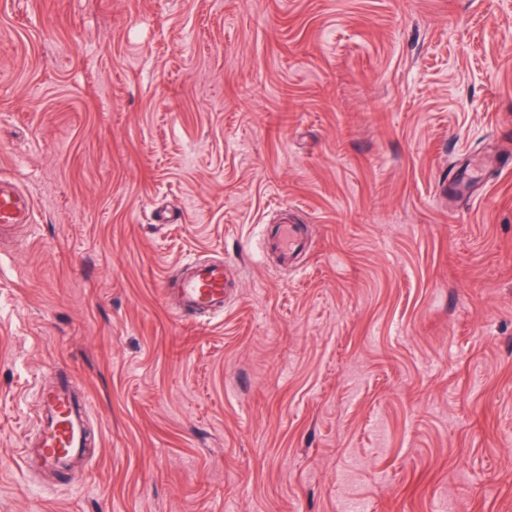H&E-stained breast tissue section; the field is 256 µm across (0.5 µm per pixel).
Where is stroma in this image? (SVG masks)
Instances as JSON below:
<instances>
[{"label": "stroma", "instance_id": "stroma-1", "mask_svg": "<svg viewBox=\"0 0 512 512\" xmlns=\"http://www.w3.org/2000/svg\"><path fill=\"white\" fill-rule=\"evenodd\" d=\"M508 134L512 0H0L34 202L0 236V512H512ZM193 258L222 313L165 304ZM58 368L68 478L22 460ZM276 246L288 255L297 250L302 243V229L299 224H278L273 232Z\"/></svg>", "mask_w": 512, "mask_h": 512}]
</instances>
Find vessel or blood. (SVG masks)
Wrapping results in <instances>:
<instances>
[{
	"instance_id": "vessel-or-blood-1",
	"label": "vessel or blood",
	"mask_w": 512,
	"mask_h": 512,
	"mask_svg": "<svg viewBox=\"0 0 512 512\" xmlns=\"http://www.w3.org/2000/svg\"><path fill=\"white\" fill-rule=\"evenodd\" d=\"M33 212L32 199L15 183L0 177V226L26 224ZM273 237L282 253L297 250L302 243V229L297 224L277 225ZM232 282L221 263L191 259L185 271L173 283L163 285L172 297L175 314L188 312L215 314L222 312ZM86 406H74L69 375H60L56 385L41 394L42 432L35 452L40 469L59 471L85 453L89 435L84 421Z\"/></svg>"
}]
</instances>
